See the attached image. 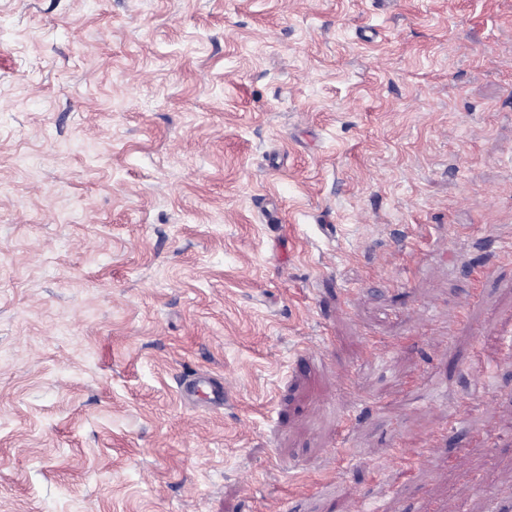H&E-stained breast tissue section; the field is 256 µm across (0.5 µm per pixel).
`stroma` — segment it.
<instances>
[{"mask_svg":"<svg viewBox=\"0 0 512 512\" xmlns=\"http://www.w3.org/2000/svg\"><path fill=\"white\" fill-rule=\"evenodd\" d=\"M501 238L512 0H0V512H487Z\"/></svg>","mask_w":512,"mask_h":512,"instance_id":"obj_1","label":"stroma"}]
</instances>
